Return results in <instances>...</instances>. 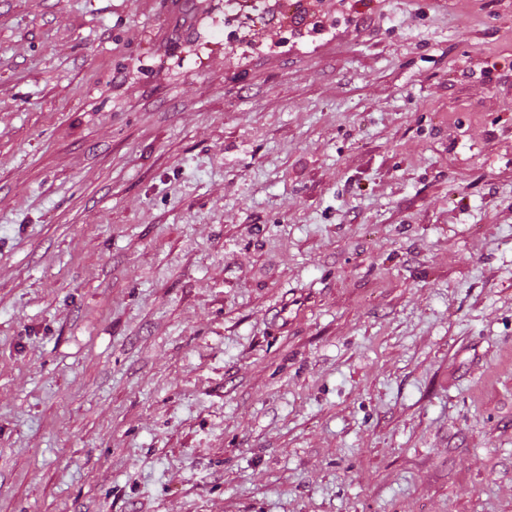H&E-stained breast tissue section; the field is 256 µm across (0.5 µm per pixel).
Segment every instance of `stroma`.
<instances>
[{
    "label": "stroma",
    "instance_id": "35a3bbf8",
    "mask_svg": "<svg viewBox=\"0 0 512 512\" xmlns=\"http://www.w3.org/2000/svg\"><path fill=\"white\" fill-rule=\"evenodd\" d=\"M225 2L0 0V512H512V0Z\"/></svg>",
    "mask_w": 512,
    "mask_h": 512
}]
</instances>
